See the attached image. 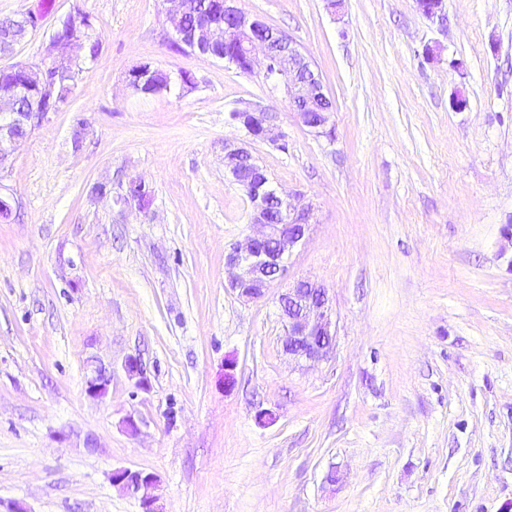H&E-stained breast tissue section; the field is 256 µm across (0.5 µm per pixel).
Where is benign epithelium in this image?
Instances as JSON below:
<instances>
[{
	"label": "benign epithelium",
	"instance_id": "benign-epithelium-1",
	"mask_svg": "<svg viewBox=\"0 0 512 512\" xmlns=\"http://www.w3.org/2000/svg\"><path fill=\"white\" fill-rule=\"evenodd\" d=\"M240 0H212L199 12L196 26L187 31L182 22L193 7L190 0H163L173 25L178 46L199 56H210V47L219 41L224 48L239 51L244 63L242 72L252 74L263 67L265 79L278 84L283 81L291 110L299 121L318 136L331 133L329 122L333 104L324 92L318 70L292 38L272 28L263 19L245 12ZM418 9L429 18L445 20V0H416ZM99 42L88 16L78 13L63 18L46 44L44 58L39 63L18 64L11 72L20 76L14 94L26 98L28 106L18 112L14 98H0V173L7 171L12 155L22 138L14 133L16 126L39 127L52 112H58L64 102L51 101L53 88L59 82L75 87L83 59L78 51L89 42ZM152 75L162 78L160 92H170L175 80L168 72L145 63L128 73L127 85L142 86ZM231 117L253 138L277 141L282 135L267 124L266 112L248 108L231 113ZM224 175L238 185L248 199L250 224L258 234L243 244H235L225 257L229 287L249 301L264 297L265 290L288 273L290 257L304 240L312 219V206L300 197L284 194L273 184L255 157L245 146L224 147ZM131 201L138 210L148 212L151 199L144 180L129 178ZM278 315L286 326L283 349L297 362H319L328 359L335 347V325L332 303L326 288L309 279H298L278 298ZM123 370L140 389H146L148 379L140 359L128 357ZM112 374L97 367L86 380L85 393L100 399L108 392ZM112 484L121 487L138 500L140 512H162L158 506L159 479L153 473L118 468L112 471Z\"/></svg>",
	"mask_w": 512,
	"mask_h": 512
}]
</instances>
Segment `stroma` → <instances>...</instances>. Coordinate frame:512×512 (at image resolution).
I'll use <instances>...</instances> for the list:
<instances>
[{
	"mask_svg": "<svg viewBox=\"0 0 512 512\" xmlns=\"http://www.w3.org/2000/svg\"><path fill=\"white\" fill-rule=\"evenodd\" d=\"M240 6L312 60L332 136L261 75L173 49L162 0H52L0 56L39 61L77 12L99 35L0 181L16 200L0 217V512H140L118 468L156 474L163 512H512V0H446L442 22L415 0ZM142 63L193 85L141 96L126 77ZM248 106L281 143L232 121ZM228 142L314 208L256 301L224 266L254 232ZM133 175L149 212L116 202ZM298 278L336 319L331 357L308 367L277 314ZM95 364L112 373L101 399L85 393Z\"/></svg>",
	"mask_w": 512,
	"mask_h": 512,
	"instance_id": "1",
	"label": "stroma"
}]
</instances>
